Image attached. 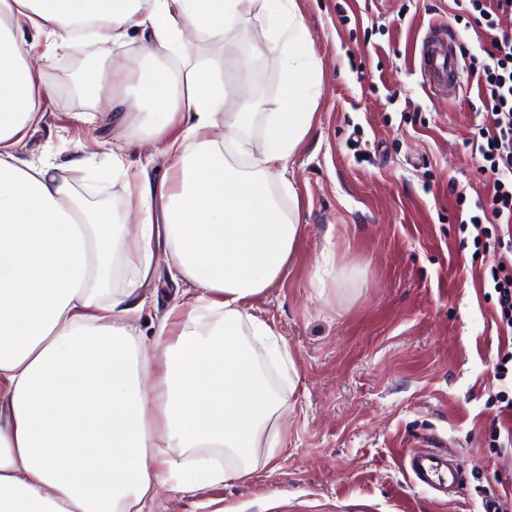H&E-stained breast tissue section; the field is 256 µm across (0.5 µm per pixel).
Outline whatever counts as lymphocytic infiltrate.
<instances>
[{"label":"lymphocytic infiltrate","mask_w":512,"mask_h":512,"mask_svg":"<svg viewBox=\"0 0 512 512\" xmlns=\"http://www.w3.org/2000/svg\"><path fill=\"white\" fill-rule=\"evenodd\" d=\"M468 2L471 24L484 28L490 39L489 61L473 76L481 125L470 141L489 190L461 224L474 229L475 247L512 253V31L501 28L502 17L512 16V0Z\"/></svg>","instance_id":"lymphocytic-infiltrate-1"}]
</instances>
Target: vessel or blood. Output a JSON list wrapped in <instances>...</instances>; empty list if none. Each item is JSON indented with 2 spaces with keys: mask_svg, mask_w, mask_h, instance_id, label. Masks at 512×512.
Segmentation results:
<instances>
[{
  "mask_svg": "<svg viewBox=\"0 0 512 512\" xmlns=\"http://www.w3.org/2000/svg\"><path fill=\"white\" fill-rule=\"evenodd\" d=\"M421 70L435 91L444 93L459 89L461 66L456 41L424 45ZM404 466L418 484L442 496H457L462 489L458 469L443 451L440 440L428 437L415 440L406 452Z\"/></svg>",
  "mask_w": 512,
  "mask_h": 512,
  "instance_id": "1",
  "label": "vessel or blood"
}]
</instances>
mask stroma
<instances>
[{
  "instance_id": "obj_1",
  "label": "stroma",
  "mask_w": 512,
  "mask_h": 512,
  "mask_svg": "<svg viewBox=\"0 0 512 512\" xmlns=\"http://www.w3.org/2000/svg\"><path fill=\"white\" fill-rule=\"evenodd\" d=\"M316 52L320 97L311 131L288 162L303 231L284 276L250 314L274 321L294 362L269 360L267 373L288 409V428H267L257 469L201 491L160 490L153 512H512V449L492 437L501 418L493 399L498 335L484 273L500 253L476 251L459 220L486 195L468 143L480 119L466 93L441 98L424 84L420 40L449 23L462 46L484 62L480 28L452 21L454 0H297ZM262 8L240 18L216 47L188 37L190 60L221 61L225 79H248L239 99L262 93L250 132L259 151L276 108L283 62L268 50ZM72 48L44 54L54 86L43 116L19 146L21 159L51 165L89 203L117 212L122 183L100 181L113 143L154 169L169 163L151 137L147 110L135 131L105 130L95 107L66 94L76 74ZM139 59L142 75L166 56L137 44L96 52L109 70ZM86 170L64 166L74 154ZM334 267L314 279L324 251ZM418 437L446 440L464 472L459 496L440 501L417 485L403 453Z\"/></svg>"
}]
</instances>
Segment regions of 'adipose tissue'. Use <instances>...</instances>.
I'll list each match as a JSON object with an SVG mask.
<instances>
[{
    "label": "adipose tissue",
    "instance_id": "adipose-tissue-1",
    "mask_svg": "<svg viewBox=\"0 0 512 512\" xmlns=\"http://www.w3.org/2000/svg\"><path fill=\"white\" fill-rule=\"evenodd\" d=\"M257 6L284 61L258 156L231 162L255 114L226 111L219 64L199 61L156 69L133 94L122 68L80 79L79 93L118 128L135 99L148 101L172 159L155 189L147 167L113 149L123 214L104 219L49 165L18 157L55 93L35 65L41 51L135 36L143 53L178 58L186 34L223 40ZM319 84L296 0H0V512H152L158 488L199 491L251 474L191 465L177 451L247 457L264 427L284 423L241 336L289 362L284 338L247 305L294 259L299 209H282L271 186L296 194L288 161L312 128ZM162 268L186 287L147 348L132 323Z\"/></svg>",
    "mask_w": 512,
    "mask_h": 512
}]
</instances>
